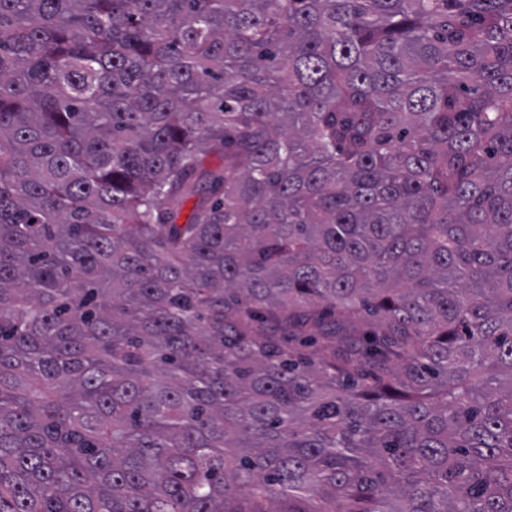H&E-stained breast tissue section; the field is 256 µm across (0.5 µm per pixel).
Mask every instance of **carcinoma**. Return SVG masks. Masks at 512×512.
I'll list each match as a JSON object with an SVG mask.
<instances>
[{
	"mask_svg": "<svg viewBox=\"0 0 512 512\" xmlns=\"http://www.w3.org/2000/svg\"><path fill=\"white\" fill-rule=\"evenodd\" d=\"M0 512H512V0H0Z\"/></svg>",
	"mask_w": 512,
	"mask_h": 512,
	"instance_id": "1",
	"label": "carcinoma"
}]
</instances>
